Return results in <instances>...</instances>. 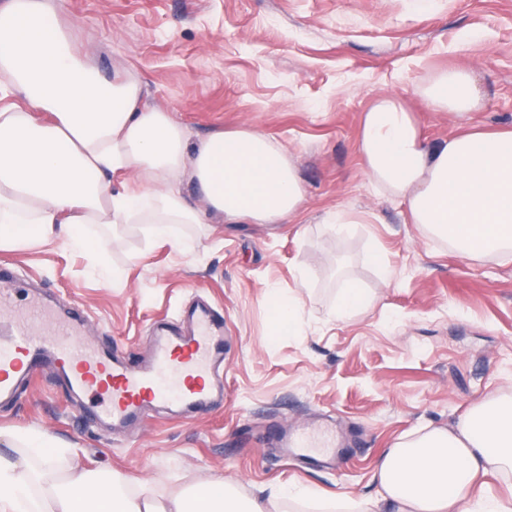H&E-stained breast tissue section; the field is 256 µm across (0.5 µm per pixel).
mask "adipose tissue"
I'll return each mask as SVG.
<instances>
[{
    "mask_svg": "<svg viewBox=\"0 0 512 512\" xmlns=\"http://www.w3.org/2000/svg\"><path fill=\"white\" fill-rule=\"evenodd\" d=\"M424 95L437 112L480 106L472 74H435ZM0 249L61 238L89 253V224H144L178 248L177 224L208 213L218 224H283L307 197L287 148L250 125L190 143L168 109L145 103L134 74L103 77L76 51L54 0H0ZM358 152L381 193L405 203L413 223L467 258L512 257V130L427 142L402 100L375 98ZM194 184L201 207L184 183ZM0 454V512H285L307 486L243 499L212 482L166 495L148 481L94 475L41 431L10 434ZM512 474V397L472 406L451 428L417 431L387 448L374 473L381 502L365 512H512V499L476 492L479 476Z\"/></svg>",
    "mask_w": 512,
    "mask_h": 512,
    "instance_id": "1",
    "label": "adipose tissue"
}]
</instances>
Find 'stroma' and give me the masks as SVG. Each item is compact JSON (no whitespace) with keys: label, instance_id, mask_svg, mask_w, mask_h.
Listing matches in <instances>:
<instances>
[{"label":"stroma","instance_id":"obj_1","mask_svg":"<svg viewBox=\"0 0 512 512\" xmlns=\"http://www.w3.org/2000/svg\"><path fill=\"white\" fill-rule=\"evenodd\" d=\"M76 50L105 77L138 74L144 99L175 112L192 140L248 123L286 145L307 196L288 224H178L181 251L124 224L86 233L115 276L55 240L0 250L19 304L78 303L83 338L148 357L152 324L224 312V395L193 413L155 411L114 428L92 420L44 366L0 400V430H41L86 469L169 493L221 481L243 497L303 484L322 500L375 497L388 444L456 423L477 402L512 396V258L473 261L428 239L405 205L378 192L357 149L361 115L390 93L436 143L460 118L431 111L437 71L473 72L483 103L469 121L512 129V0H56ZM358 217L328 232L326 212ZM309 271L307 282L299 274ZM372 295L339 320L340 288ZM300 297V324L275 329L273 296ZM320 448L285 457L284 434Z\"/></svg>","mask_w":512,"mask_h":512}]
</instances>
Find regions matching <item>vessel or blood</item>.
<instances>
[{"mask_svg":"<svg viewBox=\"0 0 512 512\" xmlns=\"http://www.w3.org/2000/svg\"><path fill=\"white\" fill-rule=\"evenodd\" d=\"M0 270V312L7 338H0V397L15 393L18 381L51 363L102 421L121 426L153 405L198 408L224 392L218 368L224 360V314L201 305L187 331L157 327L152 357L135 366L79 339L78 322L44 305L11 308L12 289Z\"/></svg>","mask_w":512,"mask_h":512,"instance_id":"b4317fda","label":"vessel or blood"}]
</instances>
